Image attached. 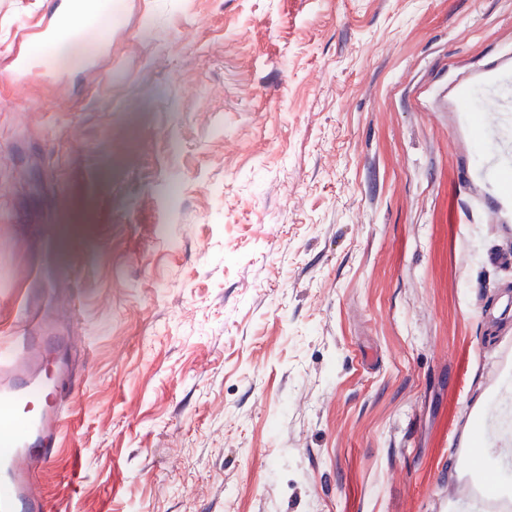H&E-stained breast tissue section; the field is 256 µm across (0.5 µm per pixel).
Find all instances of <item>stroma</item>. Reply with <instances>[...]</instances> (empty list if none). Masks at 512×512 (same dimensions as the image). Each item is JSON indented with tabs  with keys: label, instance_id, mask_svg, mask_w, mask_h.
I'll return each instance as SVG.
<instances>
[{
	"label": "stroma",
	"instance_id": "stroma-1",
	"mask_svg": "<svg viewBox=\"0 0 512 512\" xmlns=\"http://www.w3.org/2000/svg\"><path fill=\"white\" fill-rule=\"evenodd\" d=\"M111 2L19 83L70 0H0V342L41 302L83 379L54 512H446L512 293L448 80L512 0ZM74 10L81 15L82 21L77 25L69 23H60L53 28L44 31L39 40V44L44 48V54L32 55L25 53L15 59V65L10 74L11 78L31 80L42 78L44 76L47 57L57 52L66 44L73 42L74 26H79L90 44L92 36L103 27L104 20L108 16L110 9L99 8L97 5L87 6L82 1H76Z\"/></svg>",
	"mask_w": 512,
	"mask_h": 512
}]
</instances>
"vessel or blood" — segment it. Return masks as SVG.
I'll return each mask as SVG.
<instances>
[{
    "label": "vessel or blood",
    "instance_id": "1",
    "mask_svg": "<svg viewBox=\"0 0 512 512\" xmlns=\"http://www.w3.org/2000/svg\"><path fill=\"white\" fill-rule=\"evenodd\" d=\"M80 25L61 23L46 29L37 55L15 60L13 77L31 80L43 77L47 57L69 44L75 30L92 37L102 28L108 9L76 0ZM448 97L454 111L488 113L482 128L488 144L474 175L491 179L512 171V56L504 55L480 69L473 81L449 83ZM42 325L40 310L27 304L22 312L18 336L0 346V512H51L40 492L39 473L52 466L60 452L59 435L70 418L56 399L46 396L43 382L47 346L37 337ZM47 399L40 415L28 412L30 404ZM461 462L457 481L464 488L470 512H512V482L496 462L480 466L471 462L472 451H457Z\"/></svg>",
    "mask_w": 512,
    "mask_h": 512
}]
</instances>
